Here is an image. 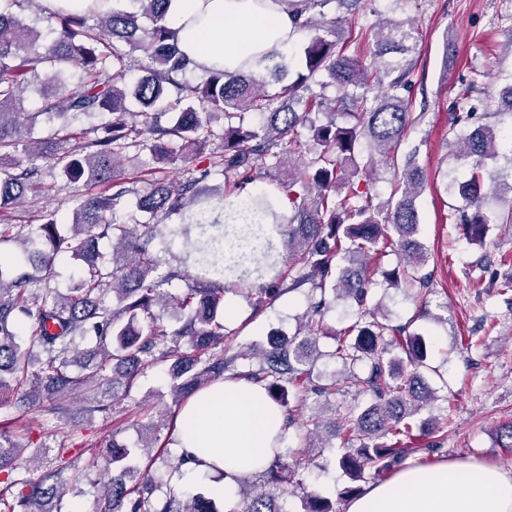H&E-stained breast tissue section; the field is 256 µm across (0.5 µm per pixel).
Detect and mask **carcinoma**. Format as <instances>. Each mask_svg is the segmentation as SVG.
Wrapping results in <instances>:
<instances>
[{
  "label": "carcinoma",
  "instance_id": "cac0c4a2",
  "mask_svg": "<svg viewBox=\"0 0 512 512\" xmlns=\"http://www.w3.org/2000/svg\"><path fill=\"white\" fill-rule=\"evenodd\" d=\"M134 2L137 12L106 9L104 0H94L84 13L41 6L42 30L0 7V213L18 208L30 192L50 191L37 167L21 166L19 153L53 160L70 182L113 187L81 195L66 231L55 213L43 215L12 259L0 262V404L11 398L20 411L47 407L61 413L77 394L89 414L106 412L119 387L130 386L149 366L167 362L175 405L217 382L245 379L260 385L292 426L309 395L338 391L335 382L313 383L311 367L320 357L316 335L322 331L317 316L327 295L350 299L356 305L354 321L335 336L328 356L349 366L369 364L363 383L372 401L331 421L333 436L343 439L336 449L338 464L353 482L340 497H353L359 492L354 483L366 473L383 476L400 464L408 453L403 439L412 436L410 419L439 400L421 374L428 357L425 339L405 326L379 322L367 307L374 270L365 256L381 243L395 245L402 256L385 272L390 287L415 285L422 297L433 291L424 273L427 253L415 239L416 201L426 177L416 153L398 163L407 130L421 119L409 112L405 98L416 28L409 21L387 20L352 29L341 39L339 29L348 20L326 8L335 2L354 13L363 0H279L306 38L295 80L271 94L260 69H215L195 84L187 82L193 64L169 26L172 0ZM90 16L98 28L87 26ZM142 18L150 24H141ZM352 45L367 50L372 63L349 53ZM136 53L149 65L130 81ZM322 77L342 91L330 103L312 92ZM31 86L41 94L34 110L26 106ZM135 108L152 122L140 129L128 124ZM320 112L341 113L350 122L332 118L318 124L314 115ZM105 114L112 120L99 127L100 135L76 140L71 118ZM43 121L58 122L61 137H34ZM305 125L312 148L294 135ZM146 134L156 164L188 162L191 176L182 182L154 180L136 203L147 219L119 222L116 210L128 189L118 187L114 174ZM497 136L481 124L455 142V153L471 161L470 176L459 182L458 192L473 210L461 216L459 226L474 244H485L494 223L481 205V188L484 160L496 154ZM173 138L181 141L182 153L168 146ZM215 138L224 143L219 155L206 152ZM377 155L400 171V196L384 211L359 189ZM266 157L288 158V172L274 191L241 200L237 190ZM214 172L224 175L228 189L208 193L199 187ZM172 215L180 216V223L164 224ZM104 239L111 250L101 248ZM176 240L184 264L195 273L157 274L152 244ZM60 257L81 266V276L65 292L25 270L28 263L49 270ZM289 260L300 264L292 285L311 284L304 329L291 336L270 331L258 364L240 370L244 355L224 349V295L257 283L255 307L262 306L283 291L277 270ZM174 280L184 288L170 296L161 286ZM168 306L179 312L178 329L163 321L161 310ZM89 336L95 345L80 353L75 372L77 341ZM396 348L403 356L392 355ZM293 388L296 405L290 407ZM154 444L147 435L135 447L112 439L102 455L107 481L96 512H283L273 489L310 464L307 454L288 461L277 453L259 474L261 483L221 507L209 495L185 497L171 485L164 498L155 499L153 459L140 461ZM22 452L0 439V512H61L62 473L75 467L74 461L39 475L30 469L22 473ZM302 507L303 512H336L330 499L313 491L304 492Z\"/></svg>",
  "mask_w": 512,
  "mask_h": 512
}]
</instances>
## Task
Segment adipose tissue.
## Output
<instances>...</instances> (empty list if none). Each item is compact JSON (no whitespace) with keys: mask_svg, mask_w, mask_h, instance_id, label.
Here are the masks:
<instances>
[{"mask_svg":"<svg viewBox=\"0 0 512 512\" xmlns=\"http://www.w3.org/2000/svg\"><path fill=\"white\" fill-rule=\"evenodd\" d=\"M169 19L200 71L260 68L287 52L297 35L278 0H173ZM283 432V412L261 387L224 381L189 399L176 442L197 458L194 472L230 502L240 480L263 471ZM346 512H512V472L474 461L410 462L351 499Z\"/></svg>","mask_w":512,"mask_h":512,"instance_id":"adipose-tissue-1","label":"adipose tissue"}]
</instances>
